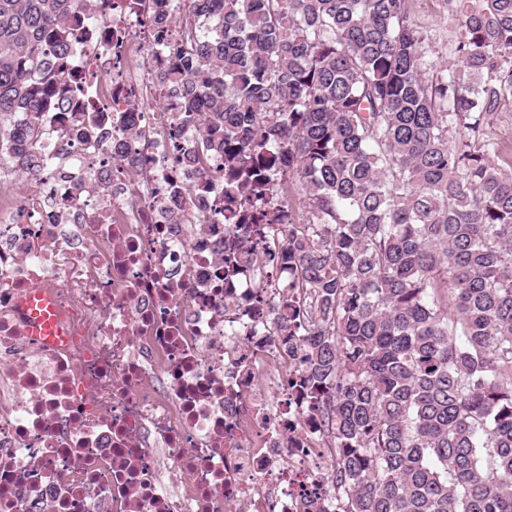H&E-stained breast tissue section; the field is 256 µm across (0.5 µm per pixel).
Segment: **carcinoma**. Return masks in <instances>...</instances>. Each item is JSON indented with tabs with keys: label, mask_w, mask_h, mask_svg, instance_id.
<instances>
[{
	"label": "carcinoma",
	"mask_w": 512,
	"mask_h": 512,
	"mask_svg": "<svg viewBox=\"0 0 512 512\" xmlns=\"http://www.w3.org/2000/svg\"><path fill=\"white\" fill-rule=\"evenodd\" d=\"M69 0H0V180L62 175ZM161 25L172 0H153ZM168 85L224 166V275L288 263L273 335L301 354L333 512H512V0H194ZM300 211L283 210L292 192ZM414 10L419 23L433 39L431 46V59L439 64L453 61L448 54V31L443 24L444 4L441 0H414ZM488 132L498 138L512 142V101H507L501 114L494 118Z\"/></svg>",
	"instance_id": "obj_1"
}]
</instances>
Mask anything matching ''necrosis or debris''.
I'll list each match as a JSON object with an SVG mask.
<instances>
[{
  "label": "necrosis or debris",
  "mask_w": 512,
  "mask_h": 512,
  "mask_svg": "<svg viewBox=\"0 0 512 512\" xmlns=\"http://www.w3.org/2000/svg\"><path fill=\"white\" fill-rule=\"evenodd\" d=\"M71 11L73 108L50 124L116 122L72 140L51 205L0 182V512L324 506L320 424L288 389L301 360L269 334L277 293L250 266L225 279L224 168L197 180L185 163L195 131L166 85L184 27L157 26L147 0ZM85 171L99 184L83 195ZM37 289L59 343L27 331Z\"/></svg>",
  "instance_id": "necrosis-or-debris-1"
}]
</instances>
